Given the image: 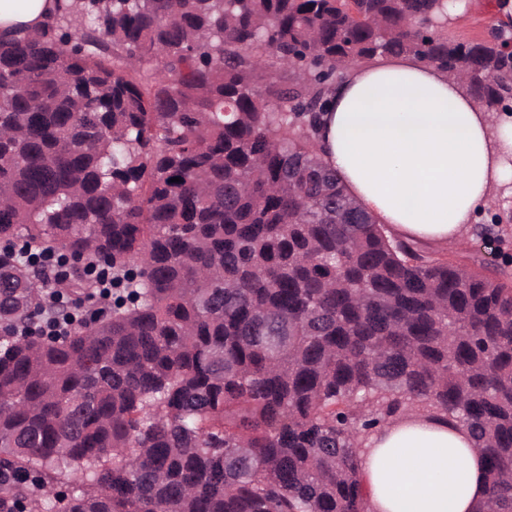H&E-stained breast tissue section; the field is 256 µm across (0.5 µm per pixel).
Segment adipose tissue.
<instances>
[{
    "label": "adipose tissue",
    "instance_id": "1",
    "mask_svg": "<svg viewBox=\"0 0 512 512\" xmlns=\"http://www.w3.org/2000/svg\"><path fill=\"white\" fill-rule=\"evenodd\" d=\"M54 0H0V31L40 30ZM324 164L397 238L453 246L512 196V113L421 58L378 55L348 68L320 115ZM371 512H475L485 467L469 431L429 414L364 439Z\"/></svg>",
    "mask_w": 512,
    "mask_h": 512
}]
</instances>
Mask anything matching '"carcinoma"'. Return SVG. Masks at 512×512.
I'll return each mask as SVG.
<instances>
[{
	"instance_id": "obj_1",
	"label": "carcinoma",
	"mask_w": 512,
	"mask_h": 512,
	"mask_svg": "<svg viewBox=\"0 0 512 512\" xmlns=\"http://www.w3.org/2000/svg\"><path fill=\"white\" fill-rule=\"evenodd\" d=\"M453 7L55 0L0 36V512H369L365 434L424 411L483 455L476 512H512V274L393 238L316 143L378 54L508 109L512 0L479 40ZM56 252L112 273V315L40 343Z\"/></svg>"
}]
</instances>
